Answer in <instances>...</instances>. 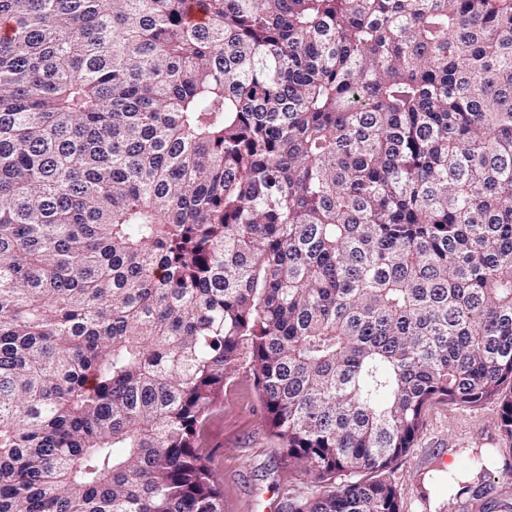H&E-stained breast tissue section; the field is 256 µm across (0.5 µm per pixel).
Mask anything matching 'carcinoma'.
<instances>
[{
	"label": "carcinoma",
	"instance_id": "carcinoma-1",
	"mask_svg": "<svg viewBox=\"0 0 512 512\" xmlns=\"http://www.w3.org/2000/svg\"><path fill=\"white\" fill-rule=\"evenodd\" d=\"M243 358L288 512L512 438V0H0V512H224Z\"/></svg>",
	"mask_w": 512,
	"mask_h": 512
}]
</instances>
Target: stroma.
<instances>
[{
    "instance_id": "stroma-1",
    "label": "stroma",
    "mask_w": 512,
    "mask_h": 512,
    "mask_svg": "<svg viewBox=\"0 0 512 512\" xmlns=\"http://www.w3.org/2000/svg\"><path fill=\"white\" fill-rule=\"evenodd\" d=\"M449 406L430 405L413 446L387 472L401 494L402 512H512V438L500 424L498 404L461 410L462 424L448 427ZM200 448L224 490V512H285L288 502L312 498L310 476L281 461L264 423L263 406L248 373L233 372L210 412ZM469 481L472 495L456 499L448 491V470Z\"/></svg>"
}]
</instances>
